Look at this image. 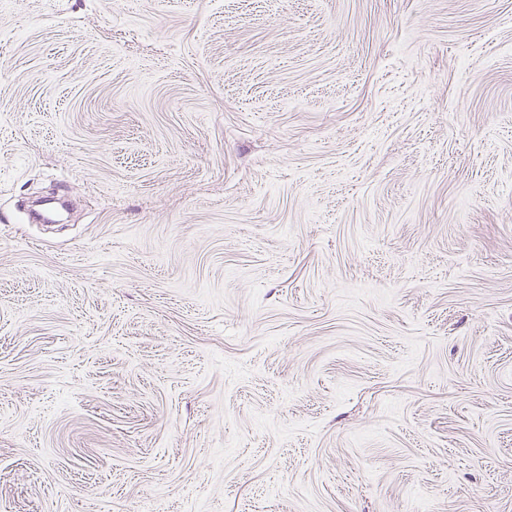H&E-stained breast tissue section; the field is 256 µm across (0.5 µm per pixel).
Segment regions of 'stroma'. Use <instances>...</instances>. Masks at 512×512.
Instances as JSON below:
<instances>
[{
    "instance_id": "stroma-1",
    "label": "stroma",
    "mask_w": 512,
    "mask_h": 512,
    "mask_svg": "<svg viewBox=\"0 0 512 512\" xmlns=\"http://www.w3.org/2000/svg\"><path fill=\"white\" fill-rule=\"evenodd\" d=\"M0 512H512V0H0Z\"/></svg>"
}]
</instances>
